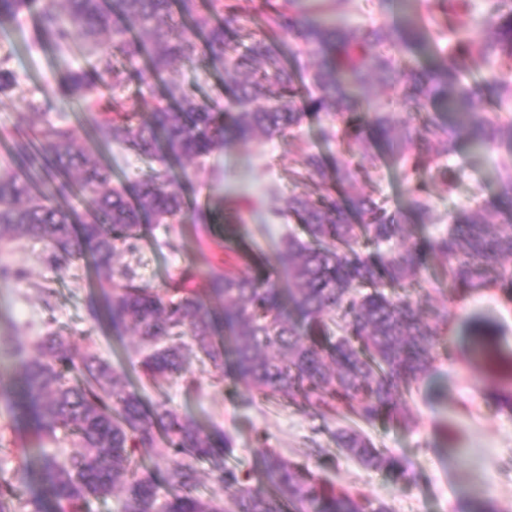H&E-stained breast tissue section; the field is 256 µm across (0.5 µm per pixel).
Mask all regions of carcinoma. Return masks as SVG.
Segmentation results:
<instances>
[{"label":"carcinoma","mask_w":512,"mask_h":512,"mask_svg":"<svg viewBox=\"0 0 512 512\" xmlns=\"http://www.w3.org/2000/svg\"><path fill=\"white\" fill-rule=\"evenodd\" d=\"M348 3L264 0L269 33L256 34L245 31L240 0H0V26L32 14L34 44L59 52L77 44L92 57L87 70L64 67L48 94L99 113V143L155 163L128 184L114 181L80 129L60 120L47 99L27 95L11 54L0 55V97L37 118L0 166V243L40 240L43 263L56 272L85 259L103 295L91 302V316L119 336L135 331L148 379L183 377L194 359L208 363L254 395L286 399L334 425L337 447L362 466L403 474L399 457L375 447L362 426L397 416L450 335L447 309L434 310L429 321L420 315L429 260L444 265L451 297L498 290L512 302V224L463 210L449 214L444 228L418 235L416 224L359 190V171L345 155L324 179L326 159L300 128L318 118L320 140H340L349 150L372 140L388 146L403 180L434 171L453 186L455 176L439 162L457 151L458 133L488 150L504 137L512 144V120L475 112L485 91L512 101V0H484V10L459 27L439 18L465 0H423L396 27L350 25L342 20ZM290 39L316 57L304 73L288 65ZM418 55L431 63H415ZM200 56L224 72V99L199 101L169 79L151 111L141 112L153 80ZM478 61L494 66L476 78ZM372 76L394 90L399 112L362 103ZM132 84L137 93L123 95ZM437 105L455 115L454 124L429 112ZM277 138L299 142L291 183L315 186L290 193L276 209L302 230L276 246L283 279L265 273L231 215L224 248L248 269L213 271L206 288H149L131 266L116 263L117 252H135L150 230L203 218L190 208L176 165L202 167L238 141ZM407 209L417 224L434 223L425 182L415 185ZM15 349L19 407L39 437L70 429L79 450L43 448L32 462L21 449L13 480L0 482V512H42L40 499L19 492L34 475L59 512H87L118 488L115 512H391L388 503L335 489L274 450L265 451L258 470L242 473L227 463L230 436L206 432L163 402L146 403L90 345L79 353L50 330L39 337L36 356L19 340ZM476 390L512 413L511 389ZM139 448L163 462L160 474L142 464Z\"/></svg>","instance_id":"carcinoma-1"}]
</instances>
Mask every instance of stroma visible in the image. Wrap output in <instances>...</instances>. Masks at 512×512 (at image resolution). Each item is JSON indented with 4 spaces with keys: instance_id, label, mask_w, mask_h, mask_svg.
I'll use <instances>...</instances> for the list:
<instances>
[{
    "instance_id": "35a3bbf8",
    "label": "stroma",
    "mask_w": 512,
    "mask_h": 512,
    "mask_svg": "<svg viewBox=\"0 0 512 512\" xmlns=\"http://www.w3.org/2000/svg\"><path fill=\"white\" fill-rule=\"evenodd\" d=\"M32 21L17 29H0V54L11 53L27 94L43 96L49 82L58 77L57 57L48 49L30 46ZM176 76L201 101L224 92V74L204 58L179 64ZM348 154V153H347ZM512 155V145L501 143L491 154L472 151L460 142L446 160L458 173L454 187L440 177L427 181V193L436 215L470 208L476 189L492 194L505 171L503 157ZM356 165H366L368 175L360 185L375 192L390 210L404 213L408 183L388 164L371 167V156L363 149L348 154ZM301 161L295 148L281 141L265 146L236 143L209 160L208 173L186 182L193 201L210 209L212 224H173L155 229L140 242L134 253L121 254L147 286L161 289L170 282L188 279L190 287L205 285L208 271L238 265L236 255L224 250L223 215L235 208L241 218L238 232L248 243L273 253L284 224L265 223L268 210L281 206L291 191V169ZM44 245L27 239L0 247V259L23 268L22 281L0 280V479H11L17 465V451L38 446L73 450V438L60 430L39 439L30 417L16 410L21 397L19 360L10 352V342L21 339L34 346L39 336L52 329L70 336L76 347L93 346L117 369L135 373L137 358L131 342H119L111 331L91 320L87 299L94 286L81 265L55 273L42 262ZM433 292L422 296V305L443 304L456 329L450 343L439 347L435 371L405 401L404 421H380L366 432L376 447L391 451L407 465L405 476L386 469H368L346 458L323 429L320 419L297 406L252 396L233 380L216 381L212 367L192 364L194 384L179 379L147 383L142 397L163 401L175 411L201 421L209 432L233 438L230 462L242 471H252L264 449L309 463L335 487L359 491L388 502L392 512H477L492 504L496 512H512V413L497 411L477 400L474 384L484 379L500 385L512 383V305L496 291L463 300L443 293V268L430 261ZM51 281L55 290L52 309H45L35 288L37 282ZM483 341L489 354L474 361L469 357L471 338Z\"/></svg>"
}]
</instances>
